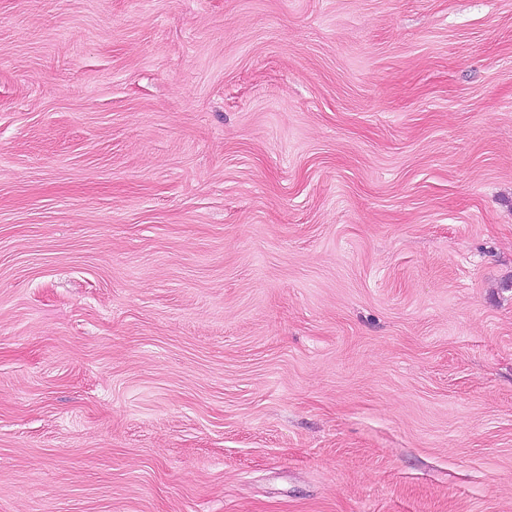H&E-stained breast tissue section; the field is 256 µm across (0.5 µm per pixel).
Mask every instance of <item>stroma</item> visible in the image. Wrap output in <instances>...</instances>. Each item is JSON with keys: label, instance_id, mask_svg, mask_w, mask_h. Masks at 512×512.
<instances>
[{"label": "stroma", "instance_id": "stroma-1", "mask_svg": "<svg viewBox=\"0 0 512 512\" xmlns=\"http://www.w3.org/2000/svg\"><path fill=\"white\" fill-rule=\"evenodd\" d=\"M0 512H512V0H0Z\"/></svg>", "mask_w": 512, "mask_h": 512}]
</instances>
